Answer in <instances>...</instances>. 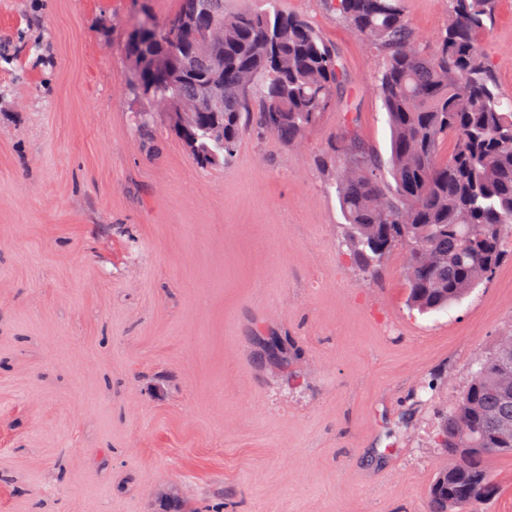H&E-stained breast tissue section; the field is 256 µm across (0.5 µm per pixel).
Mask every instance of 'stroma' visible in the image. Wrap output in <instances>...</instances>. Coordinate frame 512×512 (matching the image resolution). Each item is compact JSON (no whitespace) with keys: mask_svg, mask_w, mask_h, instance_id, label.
I'll return each instance as SVG.
<instances>
[{"mask_svg":"<svg viewBox=\"0 0 512 512\" xmlns=\"http://www.w3.org/2000/svg\"><path fill=\"white\" fill-rule=\"evenodd\" d=\"M277 6L346 81L299 146L254 127L203 170L130 85L134 21L179 0H0V512H428L512 259L444 314L408 312L401 255L365 281L328 186L344 125L388 150L379 60L325 0ZM483 47L512 94V0Z\"/></svg>","mask_w":512,"mask_h":512,"instance_id":"35a3bbf8","label":"stroma"}]
</instances>
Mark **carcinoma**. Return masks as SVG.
Listing matches in <instances>:
<instances>
[{
    "instance_id": "obj_1",
    "label": "carcinoma",
    "mask_w": 512,
    "mask_h": 512,
    "mask_svg": "<svg viewBox=\"0 0 512 512\" xmlns=\"http://www.w3.org/2000/svg\"><path fill=\"white\" fill-rule=\"evenodd\" d=\"M191 0L127 51L139 66L132 89L168 103L174 86L153 68L197 45L224 43V111L207 114L191 142L170 127L201 167L226 163L255 125L288 147L297 145L335 100L344 82L336 50L300 16L266 8L189 16ZM407 0H328L351 32L382 57L376 91L390 129L389 156L344 128L336 138V189L343 239L366 281L382 279L387 257L403 255L406 306L420 314L448 311L489 281L512 251V99L499 87L481 44L496 0H447L448 19L435 40L410 26ZM453 141L449 156L441 144ZM512 329L498 337L463 392L439 417L436 444L452 462L428 492L429 512H480L489 499L487 463L512 456Z\"/></svg>"
}]
</instances>
